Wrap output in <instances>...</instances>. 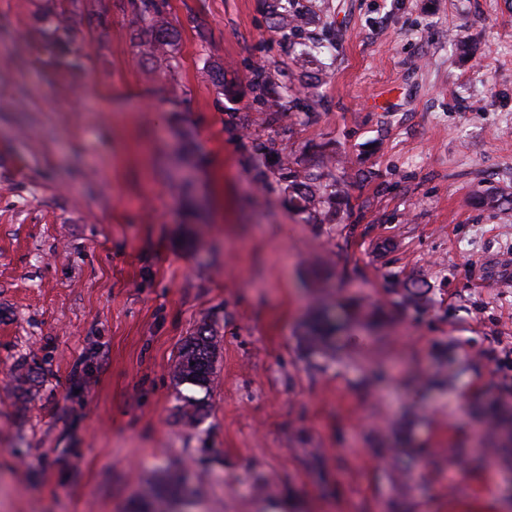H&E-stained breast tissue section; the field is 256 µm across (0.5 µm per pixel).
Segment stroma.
Returning a JSON list of instances; mask_svg holds the SVG:
<instances>
[{
  "mask_svg": "<svg viewBox=\"0 0 512 512\" xmlns=\"http://www.w3.org/2000/svg\"><path fill=\"white\" fill-rule=\"evenodd\" d=\"M92 2L66 69L0 0V512H512V0H310L325 70L268 0H167L166 60ZM260 92L263 96L267 97V102L271 108L283 109L288 106V109L297 107L301 102V92L288 84L280 86V90L271 91L266 83L259 84L257 81ZM302 177L303 181L292 185V202L294 206L302 211L307 212L310 215L315 214L320 208L326 205L331 206L336 201V184H315L313 178L307 175L300 176L295 175V178ZM332 187V188H331ZM334 188V190H333ZM216 344L213 336L200 330L191 336L181 348L173 376L180 385L188 384L208 389L213 371Z\"/></svg>",
  "mask_w": 512,
  "mask_h": 512,
  "instance_id": "1",
  "label": "stroma"
}]
</instances>
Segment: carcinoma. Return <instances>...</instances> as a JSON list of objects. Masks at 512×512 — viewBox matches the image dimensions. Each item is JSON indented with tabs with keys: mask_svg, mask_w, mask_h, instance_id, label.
Here are the masks:
<instances>
[{
	"mask_svg": "<svg viewBox=\"0 0 512 512\" xmlns=\"http://www.w3.org/2000/svg\"><path fill=\"white\" fill-rule=\"evenodd\" d=\"M132 6L143 25L151 31V38L140 44L141 54L150 58H165L170 55L176 32L165 25L162 14L165 0H131ZM271 14L274 28L284 39L297 40L301 46V55L316 57L326 54L331 43L322 38L309 35V12L299 8V0H271ZM43 23L44 48L55 65L78 64L80 52L73 40L74 30L86 23L103 24V16L87 4L76 5L72 9L57 10L49 0L41 17ZM262 95L267 97L270 107L283 109L296 107L301 102V92L292 86L283 84L280 90L272 91L267 84H259ZM336 201V191L327 184H315L313 178L303 176V181L292 185L294 206L309 214L320 208L331 206ZM216 353L214 338L204 331L190 337L181 348L175 364L173 376L180 385L188 384L204 389L211 382L213 359ZM203 401L193 395L183 397L182 416L189 424L197 423L202 417ZM159 493L173 503L186 504L189 501L184 484L180 481H166L160 485Z\"/></svg>",
	"mask_w": 512,
	"mask_h": 512,
	"instance_id": "obj_1",
	"label": "carcinoma"
}]
</instances>
